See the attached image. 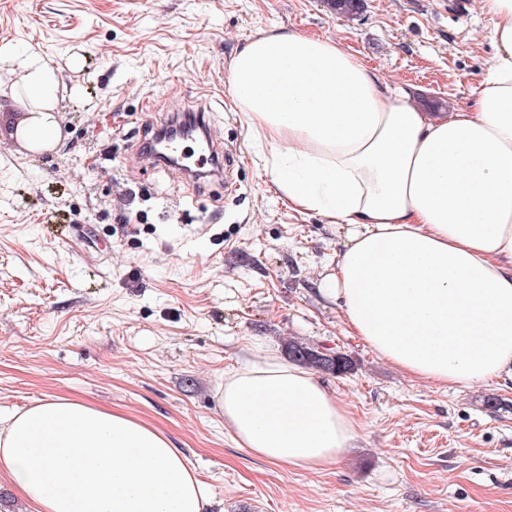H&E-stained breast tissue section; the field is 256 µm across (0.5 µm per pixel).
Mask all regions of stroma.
I'll list each match as a JSON object with an SVG mask.
<instances>
[{
    "label": "stroma",
    "mask_w": 512,
    "mask_h": 512,
    "mask_svg": "<svg viewBox=\"0 0 512 512\" xmlns=\"http://www.w3.org/2000/svg\"><path fill=\"white\" fill-rule=\"evenodd\" d=\"M0 0V48L42 50L61 80L52 134L15 137L26 108L0 72V413L78 397L164 431L210 487L209 512H512V378L436 385L349 335L319 278L341 226L291 209L270 149L224 91L261 31L337 41L416 104L463 107L487 76L491 22L472 0ZM204 109L237 190L147 163L139 145ZM348 354L324 381L356 418L336 464L284 470L238 447L214 399L250 337Z\"/></svg>",
    "instance_id": "stroma-1"
}]
</instances>
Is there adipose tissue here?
<instances>
[{
  "label": "adipose tissue",
  "mask_w": 512,
  "mask_h": 512,
  "mask_svg": "<svg viewBox=\"0 0 512 512\" xmlns=\"http://www.w3.org/2000/svg\"><path fill=\"white\" fill-rule=\"evenodd\" d=\"M491 75L470 104L428 112L337 42L291 32L248 41L226 94L270 147L290 208L347 227L317 287L350 334L407 373L470 386L512 376V0H480ZM51 134L59 86L42 52L0 49ZM214 396L239 447L287 470L337 462L357 436L314 372L250 339ZM34 512H205L210 490L172 440L130 415L48 397L0 416V477Z\"/></svg>",
  "instance_id": "1"
}]
</instances>
